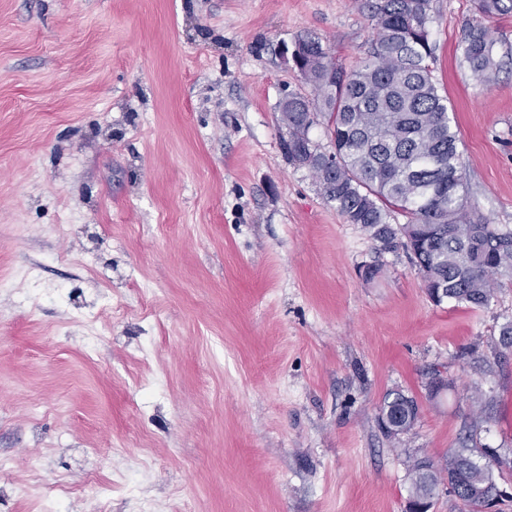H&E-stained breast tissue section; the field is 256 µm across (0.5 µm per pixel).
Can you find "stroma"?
<instances>
[{
    "instance_id": "stroma-1",
    "label": "stroma",
    "mask_w": 512,
    "mask_h": 512,
    "mask_svg": "<svg viewBox=\"0 0 512 512\" xmlns=\"http://www.w3.org/2000/svg\"><path fill=\"white\" fill-rule=\"evenodd\" d=\"M375 2L0 0V512H405L414 462L462 447L512 494V285L434 304L283 150L310 92L283 46L353 67ZM430 13L469 199L512 228V18ZM395 390L419 406L396 441ZM461 62L480 85L492 83L499 72L497 40L481 25L469 26L463 41Z\"/></svg>"
}]
</instances>
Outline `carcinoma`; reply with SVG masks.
I'll use <instances>...</instances> for the list:
<instances>
[{
  "label": "carcinoma",
  "instance_id": "obj_1",
  "mask_svg": "<svg viewBox=\"0 0 512 512\" xmlns=\"http://www.w3.org/2000/svg\"><path fill=\"white\" fill-rule=\"evenodd\" d=\"M472 2L487 18L512 16V0ZM372 20L375 37L349 70L332 62L319 39L301 37L307 50L296 68L314 98L288 96V160L308 168L345 223L360 225L378 249L410 252L422 280L443 289L438 303L483 308L494 278L512 275V228L489 223L468 201L459 133L432 75L430 0H378ZM461 62L480 85L496 79L499 49L486 28L467 29ZM315 124L334 148L331 160L310 137ZM398 215L421 230L423 243L405 238ZM380 417L405 433L418 412L412 398L392 391ZM445 464L448 493L464 512H484L499 495L491 465L466 449L448 454ZM426 465H414L409 493L433 500L434 489L421 481Z\"/></svg>",
  "mask_w": 512,
  "mask_h": 512
}]
</instances>
